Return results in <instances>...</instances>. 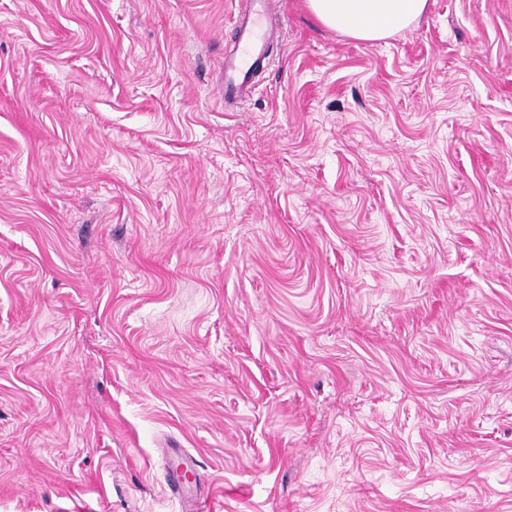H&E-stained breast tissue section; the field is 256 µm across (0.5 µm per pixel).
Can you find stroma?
I'll list each match as a JSON object with an SVG mask.
<instances>
[{
  "mask_svg": "<svg viewBox=\"0 0 512 512\" xmlns=\"http://www.w3.org/2000/svg\"><path fill=\"white\" fill-rule=\"evenodd\" d=\"M239 4L0 0V512H512V0ZM246 8L235 20V45L224 55L220 88L225 106L249 98L255 88V75L266 59L273 29L267 20L280 10V0H246ZM306 5L326 27L357 40L375 42L418 20L428 0H307Z\"/></svg>",
  "mask_w": 512,
  "mask_h": 512,
  "instance_id": "stroma-1",
  "label": "stroma"
}]
</instances>
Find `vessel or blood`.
I'll list each match as a JSON object with an SVG mask.
<instances>
[{"label": "vessel or blood", "mask_w": 512, "mask_h": 512, "mask_svg": "<svg viewBox=\"0 0 512 512\" xmlns=\"http://www.w3.org/2000/svg\"><path fill=\"white\" fill-rule=\"evenodd\" d=\"M280 10V0H246V7L235 20V45L225 54L220 88L225 105L249 98L255 88V75L266 58L273 36L268 19Z\"/></svg>", "instance_id": "obj_1"}]
</instances>
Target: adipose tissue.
Here are the masks:
<instances>
[{
    "instance_id": "adipose-tissue-1",
    "label": "adipose tissue",
    "mask_w": 512,
    "mask_h": 512,
    "mask_svg": "<svg viewBox=\"0 0 512 512\" xmlns=\"http://www.w3.org/2000/svg\"><path fill=\"white\" fill-rule=\"evenodd\" d=\"M306 5L326 27L357 40L375 42L418 20L428 0H306Z\"/></svg>"
}]
</instances>
